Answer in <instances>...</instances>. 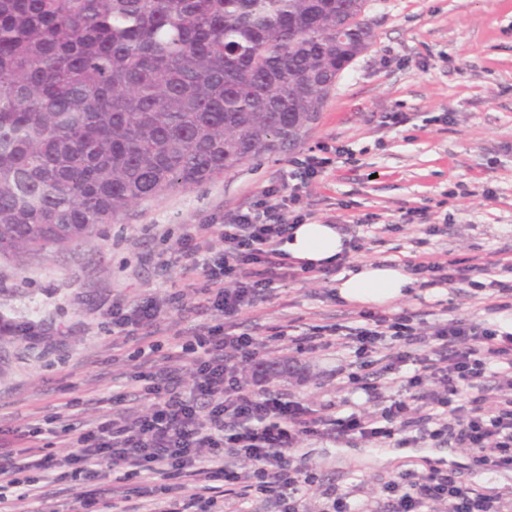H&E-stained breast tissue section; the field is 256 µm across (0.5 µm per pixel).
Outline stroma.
Returning <instances> with one entry per match:
<instances>
[{"mask_svg":"<svg viewBox=\"0 0 512 512\" xmlns=\"http://www.w3.org/2000/svg\"><path fill=\"white\" fill-rule=\"evenodd\" d=\"M375 38L339 75L314 120L292 145L276 147L217 180L141 201L118 223L105 224L79 245L51 250L17 267L0 261V314L42 325L47 342L0 337V429L64 412L93 421L101 401L125 393L123 410L145 411L131 378L139 370L135 342L113 337L106 312L113 296L138 300L186 290L179 270L158 262L178 247L186 225L248 206L268 181L287 175L293 158L322 145L343 150L303 195L308 219L347 227L364 249L348 267L404 264L408 258L443 264L477 258L512 259V0H366L363 14ZM388 112L406 116L382 124ZM443 224L442 236H426ZM492 288L414 289L383 313L447 310L473 322L512 321L489 314ZM360 307L336 296V279L277 282L269 299L243 321L268 335L272 326L303 318L311 325L348 324ZM346 349L318 353L278 343L281 367L248 366L246 379L288 393L313 408L347 397L336 375L352 360ZM302 454L323 483L339 492L362 480L359 500L378 507L381 486L425 464L459 471L483 488H512V472L475 471L468 450L448 441L303 438Z\"/></svg>","mask_w":512,"mask_h":512,"instance_id":"obj_1","label":"stroma"}]
</instances>
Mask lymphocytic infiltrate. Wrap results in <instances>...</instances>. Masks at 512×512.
Returning <instances> with one entry per match:
<instances>
[{
  "mask_svg": "<svg viewBox=\"0 0 512 512\" xmlns=\"http://www.w3.org/2000/svg\"><path fill=\"white\" fill-rule=\"evenodd\" d=\"M320 154L294 158L287 180H273L249 206L224 214L221 225L186 228L175 257L163 267L191 276V296L175 291L129 302L113 299L112 332L137 341L136 357L159 353L146 340L168 311L202 317L194 330L174 331L183 353L192 355V380L183 382L167 366L151 365L134 380L148 402L134 416L106 414L60 437L72 452L59 456L42 444L45 429L26 424L0 445V512H15L18 500L43 512L45 489L92 484L113 472L116 482L135 481L141 498L164 493L162 512H214L219 499L247 504L261 496L275 512H304L300 492L320 483L298 453L304 437L347 440H454L482 470L512 471V333L494 324L438 318L421 333L414 315L362 311L355 325L277 327L301 353L331 348L332 338L354 344L357 370L342 386L362 394L365 405L349 411L315 409L286 393L254 389L240 366L252 361L264 341L239 330L241 317L265 302L273 283L297 271L280 245L294 225L304 223L303 193L332 159ZM408 271L427 285L472 283L484 265L456 260L445 265L408 260ZM496 391L488 403V391ZM161 478L153 484L151 475ZM382 493L390 512H512V490L488 493L463 481L454 469L406 471Z\"/></svg>",
  "mask_w": 512,
  "mask_h": 512,
  "instance_id": "lymphocytic-infiltrate-1",
  "label": "lymphocytic infiltrate"
}]
</instances>
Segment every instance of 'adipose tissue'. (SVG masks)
Returning a JSON list of instances; mask_svg holds the SVG:
<instances>
[{"mask_svg": "<svg viewBox=\"0 0 512 512\" xmlns=\"http://www.w3.org/2000/svg\"><path fill=\"white\" fill-rule=\"evenodd\" d=\"M283 249L293 260L316 268L335 262L344 249V236L332 224H299ZM413 284V278L400 266L368 263L343 273L336 289L345 301L382 306L406 296Z\"/></svg>", "mask_w": 512, "mask_h": 512, "instance_id": "obj_1", "label": "adipose tissue"}]
</instances>
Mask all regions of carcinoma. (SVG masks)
I'll return each mask as SVG.
<instances>
[{"label": "carcinoma", "mask_w": 512, "mask_h": 512, "mask_svg": "<svg viewBox=\"0 0 512 512\" xmlns=\"http://www.w3.org/2000/svg\"><path fill=\"white\" fill-rule=\"evenodd\" d=\"M365 0H0V259L292 142L374 41Z\"/></svg>", "instance_id": "cac0c4a2"}]
</instances>
